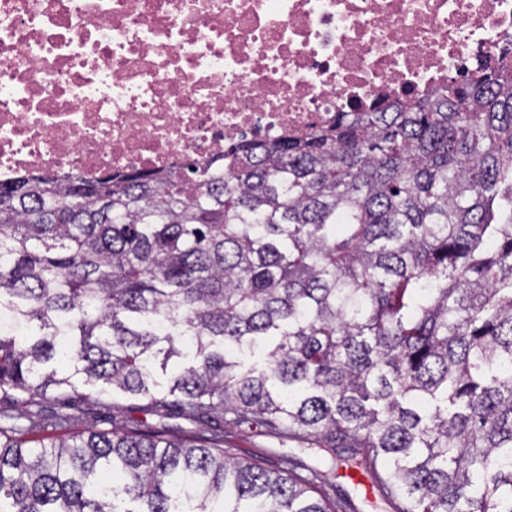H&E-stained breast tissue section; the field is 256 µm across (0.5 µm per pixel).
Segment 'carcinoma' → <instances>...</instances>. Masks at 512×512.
Masks as SVG:
<instances>
[{
    "label": "carcinoma",
    "instance_id": "carcinoma-1",
    "mask_svg": "<svg viewBox=\"0 0 512 512\" xmlns=\"http://www.w3.org/2000/svg\"><path fill=\"white\" fill-rule=\"evenodd\" d=\"M100 385L207 434L0 427V512H358L226 425L356 461L393 512H512V54L178 175L0 179V402ZM222 447L236 448L235 452L262 466L279 464L282 455H291L306 465H316L327 455L312 443L295 445L282 442L280 437L272 433L256 435L248 430L237 429L229 430L224 435Z\"/></svg>",
    "mask_w": 512,
    "mask_h": 512
}]
</instances>
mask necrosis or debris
<instances>
[{"instance_id": "necrosis-or-debris-1", "label": "necrosis or debris", "mask_w": 512, "mask_h": 512, "mask_svg": "<svg viewBox=\"0 0 512 512\" xmlns=\"http://www.w3.org/2000/svg\"><path fill=\"white\" fill-rule=\"evenodd\" d=\"M505 49L512 0H0V176L205 163Z\"/></svg>"}]
</instances>
